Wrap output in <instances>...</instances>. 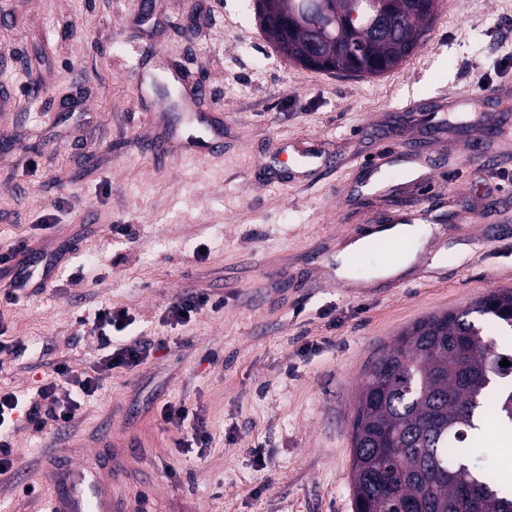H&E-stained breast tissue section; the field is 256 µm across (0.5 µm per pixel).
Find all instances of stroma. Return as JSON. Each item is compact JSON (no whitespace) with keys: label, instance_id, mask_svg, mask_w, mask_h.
Returning <instances> with one entry per match:
<instances>
[{"label":"stroma","instance_id":"stroma-1","mask_svg":"<svg viewBox=\"0 0 512 512\" xmlns=\"http://www.w3.org/2000/svg\"><path fill=\"white\" fill-rule=\"evenodd\" d=\"M0 0V85L17 112L0 117V251L21 240L74 244L62 270L79 284L0 306L31 352L6 359L0 388L37 386L49 363L82 367L98 341L78 317L127 308L148 339L177 337L60 431L15 428L17 474L0 512H42L46 453L90 463L103 425L124 471L112 492L128 512H354L351 423L364 368L416 320L512 288V0H439L415 54L373 78L303 69L266 40L250 0ZM151 45L210 93L224 148L179 115L169 74L139 81ZM43 94L31 96V83ZM165 104L174 145L145 156ZM432 157L421 193L392 168L383 197L363 196L381 152ZM492 155L485 168L470 150ZM439 217L412 269L365 287L336 281L335 257L387 212ZM192 290L223 298L185 326L162 319ZM219 361L208 364L210 356ZM200 405L212 435L205 463L163 428L168 400Z\"/></svg>","mask_w":512,"mask_h":512}]
</instances>
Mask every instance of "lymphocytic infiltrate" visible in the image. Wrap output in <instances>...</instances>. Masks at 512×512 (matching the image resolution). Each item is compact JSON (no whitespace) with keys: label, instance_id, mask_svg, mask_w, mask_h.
<instances>
[{"label":"lymphocytic infiltrate","instance_id":"f902f5d3","mask_svg":"<svg viewBox=\"0 0 512 512\" xmlns=\"http://www.w3.org/2000/svg\"><path fill=\"white\" fill-rule=\"evenodd\" d=\"M223 305V300L206 291L185 293L168 304L165 318L172 325L185 326L204 308L218 309ZM129 324L130 314L125 308L99 307L92 326L100 352L89 367L78 370L62 360L45 372L30 394L0 390L1 476L13 472L16 463L6 432L8 426L20 421L38 431L49 423L60 429L68 427L78 419L86 401L104 390L113 370L133 371L147 360L152 347H168L169 341L165 338L153 345L126 335ZM158 415L163 425L182 431L183 436L176 443L181 454H195L201 462L207 459L212 436L200 406L183 400L167 401L159 407Z\"/></svg>","mask_w":512,"mask_h":512}]
</instances>
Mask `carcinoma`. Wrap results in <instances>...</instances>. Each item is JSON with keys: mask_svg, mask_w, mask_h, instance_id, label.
<instances>
[{"mask_svg": "<svg viewBox=\"0 0 512 512\" xmlns=\"http://www.w3.org/2000/svg\"><path fill=\"white\" fill-rule=\"evenodd\" d=\"M438 0H265L262 32L294 64L380 76L425 41ZM360 14L356 28L348 18ZM512 288L404 330L358 388L352 421L355 512H512L474 461L488 419L512 440Z\"/></svg>", "mask_w": 512, "mask_h": 512, "instance_id": "obj_1", "label": "carcinoma"}]
</instances>
